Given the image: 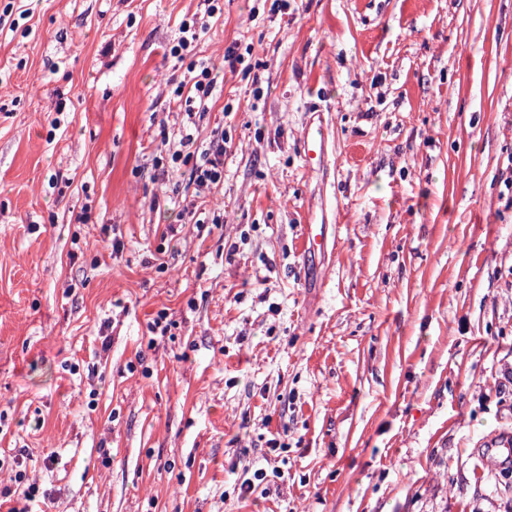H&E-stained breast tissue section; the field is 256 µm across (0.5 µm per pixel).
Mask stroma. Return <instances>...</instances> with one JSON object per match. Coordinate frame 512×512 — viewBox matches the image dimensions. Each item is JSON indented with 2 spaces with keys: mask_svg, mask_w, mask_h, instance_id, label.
<instances>
[{
  "mask_svg": "<svg viewBox=\"0 0 512 512\" xmlns=\"http://www.w3.org/2000/svg\"><path fill=\"white\" fill-rule=\"evenodd\" d=\"M220 6L0 0V512H512V0ZM196 15L197 13L190 19L182 20L179 26V31L182 36L179 37L177 44L173 45L170 49L172 57H176L180 61L185 59L183 52L188 51L191 46L194 47L192 44L197 42L201 35L207 33L208 24L204 21L199 25ZM187 73L188 80L181 85L177 89L178 96L182 97V88H185L186 85L191 84L188 93L194 90L193 95H187L185 99V110L184 114L186 116V120L183 125L186 123V127L190 125L195 126V116L198 112H205L207 101L213 94V91L216 88L217 80L216 76L213 74V70L206 66L205 63L200 62L196 64L191 61L187 65ZM305 161L309 166L321 163L325 155V143L320 127H309L302 141ZM224 131L215 129L208 148L202 153L203 164L194 165L189 170V181L198 188H211L218 186L224 179Z\"/></svg>",
  "mask_w": 512,
  "mask_h": 512,
  "instance_id": "1",
  "label": "stroma"
}]
</instances>
